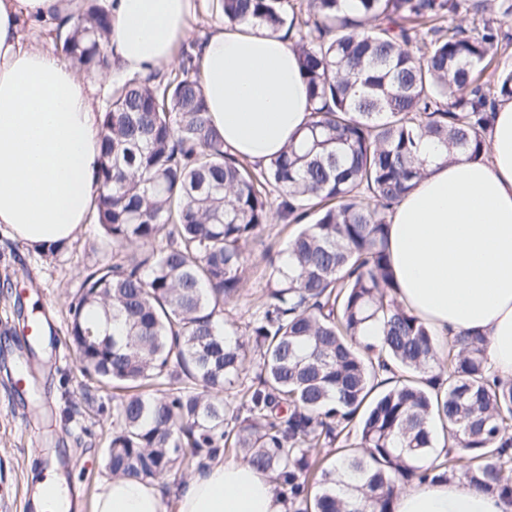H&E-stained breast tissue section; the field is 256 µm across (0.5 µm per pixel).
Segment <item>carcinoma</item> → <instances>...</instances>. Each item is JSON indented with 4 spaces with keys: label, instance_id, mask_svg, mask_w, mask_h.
<instances>
[{
    "label": "carcinoma",
    "instance_id": "1",
    "mask_svg": "<svg viewBox=\"0 0 512 512\" xmlns=\"http://www.w3.org/2000/svg\"><path fill=\"white\" fill-rule=\"evenodd\" d=\"M346 4L216 0L226 23L296 37L314 107L264 167L225 149L192 56L112 84L94 201L112 263L88 270L68 329L83 371L126 391L106 466L148 480L231 450L282 486L289 512H389L398 488L450 475L512 507V380L487 371L485 339L435 341L397 300L386 252L388 212L425 175L423 141L485 156L496 102L512 98V69L482 82L512 0ZM471 11L479 31L448 24ZM110 30L105 0H84L57 27L63 59L112 71ZM273 198L300 230L271 261L244 341L224 303L243 289ZM370 320L379 348L358 340ZM435 422L446 438L428 466Z\"/></svg>",
    "mask_w": 512,
    "mask_h": 512
}]
</instances>
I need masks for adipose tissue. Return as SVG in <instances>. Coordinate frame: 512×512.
<instances>
[{
	"label": "adipose tissue",
	"instance_id": "obj_1",
	"mask_svg": "<svg viewBox=\"0 0 512 512\" xmlns=\"http://www.w3.org/2000/svg\"><path fill=\"white\" fill-rule=\"evenodd\" d=\"M80 0H0V226L46 249L86 224L97 193L96 81L70 68L35 30L77 14ZM191 0H111L114 72L148 76L188 37ZM212 123L239 158L265 165L300 135L311 105L288 39L228 25L196 48ZM485 138L488 157L446 160L423 141L427 176L393 205L387 251L403 305L439 340L479 335L491 374L512 378V100ZM177 512H288L270 477L217 458L182 482ZM392 512H506L458 479L399 490ZM93 512H167L152 483L101 484Z\"/></svg>",
	"mask_w": 512,
	"mask_h": 512
}]
</instances>
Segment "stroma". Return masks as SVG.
<instances>
[{"label":"stroma","instance_id":"1","mask_svg":"<svg viewBox=\"0 0 512 512\" xmlns=\"http://www.w3.org/2000/svg\"><path fill=\"white\" fill-rule=\"evenodd\" d=\"M292 227L270 224L261 242L246 250L247 273L240 295L224 318L245 326L264 300L269 260L286 249ZM110 257L95 223L84 224L66 249L50 254L11 237L0 227V512H25L24 505L44 465H54L92 512L100 484L111 480L106 455L112 431L113 393L83 376L68 334L69 306L84 273ZM46 305L58 329L55 347L66 359L37 378L36 392L16 395L10 373L25 352L22 310Z\"/></svg>","mask_w":512,"mask_h":512}]
</instances>
